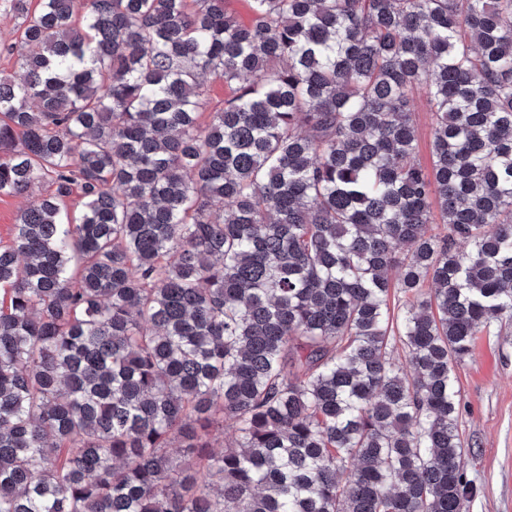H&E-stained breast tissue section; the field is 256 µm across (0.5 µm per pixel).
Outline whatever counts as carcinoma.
Masks as SVG:
<instances>
[{
    "instance_id": "obj_1",
    "label": "carcinoma",
    "mask_w": 512,
    "mask_h": 512,
    "mask_svg": "<svg viewBox=\"0 0 512 512\" xmlns=\"http://www.w3.org/2000/svg\"><path fill=\"white\" fill-rule=\"evenodd\" d=\"M10 2L0 196L54 191L0 246V512H469L454 368L512 317V0ZM416 110L415 122L418 129V150L415 156V161L428 172H431L432 114L429 112V108L424 97L418 98Z\"/></svg>"
}]
</instances>
